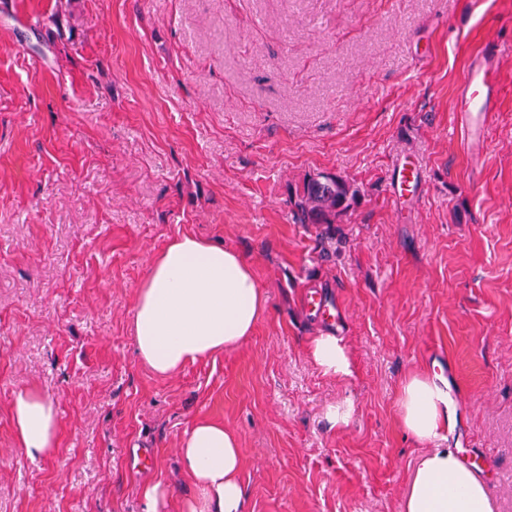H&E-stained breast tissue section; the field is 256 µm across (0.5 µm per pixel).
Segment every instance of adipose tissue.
Instances as JSON below:
<instances>
[{
	"mask_svg": "<svg viewBox=\"0 0 512 512\" xmlns=\"http://www.w3.org/2000/svg\"><path fill=\"white\" fill-rule=\"evenodd\" d=\"M268 309L264 288L239 252L202 237H174L153 257L136 293L138 357L157 374H174L245 342ZM308 352L324 374L347 377L353 372L336 337H315ZM11 412L18 447L29 458H51L60 427L54 402L39 390L26 389L15 396ZM397 412L402 428L421 441L435 440L455 426L448 383L436 374L407 377ZM178 455L193 482L181 512H246L244 449L235 430L197 420ZM402 512H493V507L476 472L454 450L436 448L418 459Z\"/></svg>",
	"mask_w": 512,
	"mask_h": 512,
	"instance_id": "1",
	"label": "adipose tissue"
}]
</instances>
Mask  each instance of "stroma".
<instances>
[{"mask_svg":"<svg viewBox=\"0 0 512 512\" xmlns=\"http://www.w3.org/2000/svg\"><path fill=\"white\" fill-rule=\"evenodd\" d=\"M72 27L48 42L52 15ZM499 60L483 149L456 106L470 61ZM421 172L404 204L393 167ZM327 171L358 206L291 221L286 185ZM237 250L269 311L235 349L155 375L136 289L175 236ZM338 301L351 376L307 347ZM448 382L437 447L478 464L512 512V0H0V512H180L194 421L245 449L248 512H402L428 444L403 380ZM53 399L58 448H18L16 394ZM349 406L334 423L328 408ZM307 304L314 313V317L320 318L322 321L332 319L336 322V326L341 323L340 310L337 303L328 300L325 295L317 291L307 295Z\"/></svg>","mask_w":512,"mask_h":512,"instance_id":"1","label":"stroma"}]
</instances>
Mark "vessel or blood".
<instances>
[{"label":"vessel or blood","mask_w":512,"mask_h":512,"mask_svg":"<svg viewBox=\"0 0 512 512\" xmlns=\"http://www.w3.org/2000/svg\"><path fill=\"white\" fill-rule=\"evenodd\" d=\"M496 59L493 54H484L482 62L472 64L464 77L460 93V111L463 115L462 128L467 147H478L484 140V128L493 112V79ZM421 186L417 167L400 163L394 170L390 191L395 199L415 196ZM307 304L315 317L323 320H339L337 303L328 300L319 292L310 293Z\"/></svg>","instance_id":"b4317fda"}]
</instances>
